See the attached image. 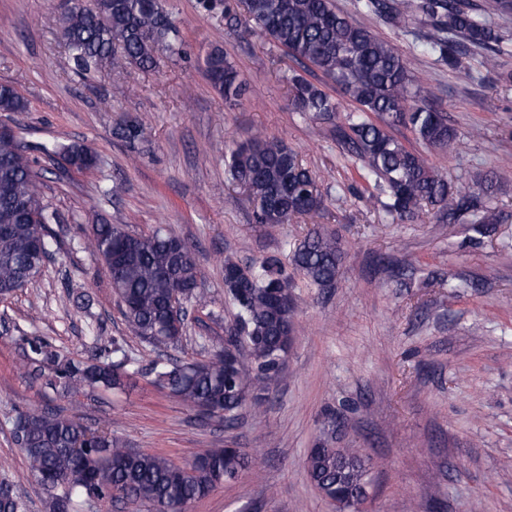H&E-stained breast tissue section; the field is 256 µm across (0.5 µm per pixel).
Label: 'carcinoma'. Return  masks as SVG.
<instances>
[{
  "instance_id": "1",
  "label": "carcinoma",
  "mask_w": 512,
  "mask_h": 512,
  "mask_svg": "<svg viewBox=\"0 0 512 512\" xmlns=\"http://www.w3.org/2000/svg\"><path fill=\"white\" fill-rule=\"evenodd\" d=\"M200 5L209 12L224 9L231 27L244 23L259 30L355 103V110L340 121L338 99L299 73L288 78L292 110L330 124L336 141L360 162L359 178L384 188L388 214L411 218L429 206L442 222L473 213L477 224L497 223L490 200L449 182L421 153L391 135V128L404 126L428 147L454 152L460 145L457 129L427 102L407 60L370 27L337 9L334 0H200ZM358 8L393 28L410 22L428 28L421 51L459 72L462 57L472 50L483 53L485 65H499L503 37L490 15H512V0H358ZM60 30L76 69L84 73L128 65L152 69L159 54L180 51L178 31L162 0H66ZM205 70L226 103L242 100L246 84L223 51L207 56ZM25 108L11 85L0 84V112ZM114 135L133 149L141 142L135 122ZM39 150L50 159L62 157L79 171L101 165L99 155L85 144H43ZM225 166L228 180L254 202L257 224H286L293 216L313 217L321 210L316 175L281 140L253 133L231 150ZM56 220L57 212L44 202L40 173L27 147L14 129L0 131V296L22 291L35 280L43 257L50 255L46 225ZM177 240L163 227L132 234L107 222L93 225L88 236V248L107 270L128 330L155 346L176 347L186 332L185 318L178 332H170L177 292L189 303L199 295L194 250L182 242L184 259H179L172 250ZM341 260L339 239L320 230L309 232L293 254L296 270L319 288L336 280ZM246 272L241 279L224 277V289L256 375L243 365L229 371L222 346L207 360L159 356L147 368L152 382L174 393L184 406L227 424L249 395L278 381L279 359L286 358L294 341L288 274L272 258L247 266ZM23 346L28 376L73 397L87 388L124 389L129 369L137 364L115 339L111 363L97 355L75 359L37 336L24 339ZM12 437L30 475L49 477L57 486L58 496L45 498L46 512H80L90 496L106 500L115 491L148 505L151 512H174L179 502L207 496L247 467L238 448H219L177 464L129 447L106 425L88 430L48 409L17 411ZM370 469V461L356 448H313L305 461L311 483L342 512L364 496ZM11 486L0 479V512H26L23 497Z\"/></svg>"
}]
</instances>
